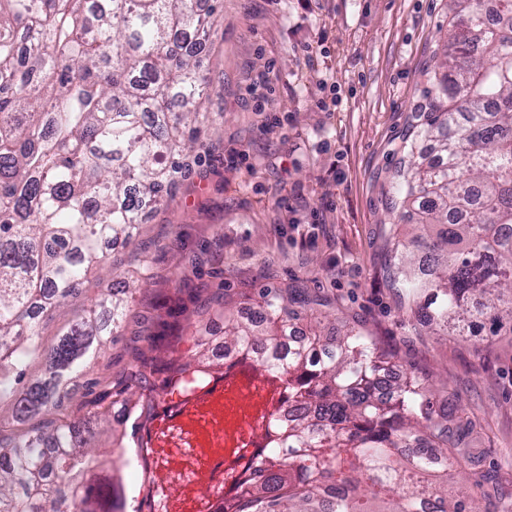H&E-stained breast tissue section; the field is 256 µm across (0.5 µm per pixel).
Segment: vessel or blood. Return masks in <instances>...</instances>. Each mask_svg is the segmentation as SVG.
I'll return each mask as SVG.
<instances>
[{
  "mask_svg": "<svg viewBox=\"0 0 512 512\" xmlns=\"http://www.w3.org/2000/svg\"><path fill=\"white\" fill-rule=\"evenodd\" d=\"M163 439L153 448L166 447V435L180 433L178 481L158 476L155 494L167 512H209L224 485V463L234 449L224 445V381L214 378L210 387L177 400L164 414Z\"/></svg>",
  "mask_w": 512,
  "mask_h": 512,
  "instance_id": "vessel-or-blood-1",
  "label": "vessel or blood"
}]
</instances>
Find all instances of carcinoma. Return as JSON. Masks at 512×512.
Segmentation results:
<instances>
[{
    "label": "carcinoma",
    "instance_id": "obj_1",
    "mask_svg": "<svg viewBox=\"0 0 512 512\" xmlns=\"http://www.w3.org/2000/svg\"><path fill=\"white\" fill-rule=\"evenodd\" d=\"M200 0H0V401L50 427L0 433V512H122L116 498H76L99 467L96 414L57 424L64 388L117 332L127 300L111 288L50 349L38 314L73 293L105 243L133 241L145 209L172 194L180 156L199 142L208 82L188 44L213 26ZM451 32L417 124L402 139L408 164L387 198L416 233L390 229L389 286L434 334L512 335V0H448ZM437 154L415 160L419 143ZM312 301L260 288L252 320L224 314V349L248 353L288 385V423L267 434L270 459L235 478L212 512H512L468 438L476 423L433 402L435 383L404 371L381 391L394 357L354 327L290 342ZM45 357L42 379L24 381ZM202 385L212 367L129 371L112 393ZM456 471L448 499L433 477Z\"/></svg>",
    "mask_w": 512,
    "mask_h": 512
}]
</instances>
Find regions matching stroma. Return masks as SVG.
Listing matches in <instances>:
<instances>
[{"mask_svg":"<svg viewBox=\"0 0 512 512\" xmlns=\"http://www.w3.org/2000/svg\"><path fill=\"white\" fill-rule=\"evenodd\" d=\"M447 32L448 0H220L194 41L212 82L204 147L133 243L108 244L103 268L40 320L51 346L94 306L106 270L133 290L119 332L66 386L63 416L95 408L141 353L223 363L222 318L204 345L193 338L199 305L224 291L243 313L247 289L291 284L325 334L362 328L398 365L445 383L480 424L487 467L512 479V336L430 335L386 280L388 182ZM155 423L146 411L94 425L125 512L139 506L135 451Z\"/></svg>","mask_w":512,"mask_h":512,"instance_id":"35a3bbf8","label":"stroma"}]
</instances>
